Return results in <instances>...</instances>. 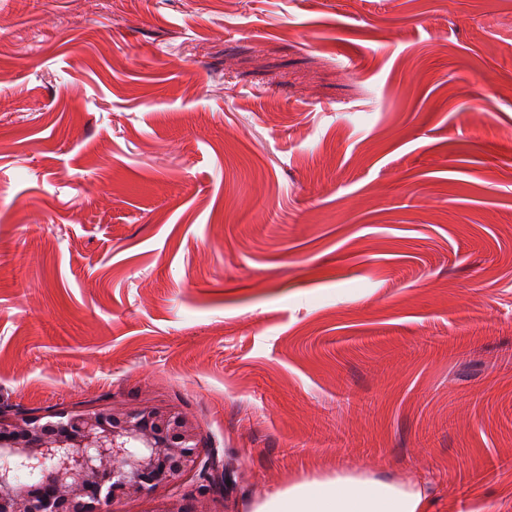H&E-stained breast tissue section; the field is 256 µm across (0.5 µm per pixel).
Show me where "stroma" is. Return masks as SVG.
Instances as JSON below:
<instances>
[{
	"label": "stroma",
	"mask_w": 512,
	"mask_h": 512,
	"mask_svg": "<svg viewBox=\"0 0 512 512\" xmlns=\"http://www.w3.org/2000/svg\"><path fill=\"white\" fill-rule=\"evenodd\" d=\"M511 12L0 0V411L178 407L208 512L340 466L512 512Z\"/></svg>",
	"instance_id": "obj_1"
}]
</instances>
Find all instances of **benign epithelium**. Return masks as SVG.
Returning <instances> with one entry per match:
<instances>
[{
	"label": "benign epithelium",
	"instance_id": "1",
	"mask_svg": "<svg viewBox=\"0 0 512 512\" xmlns=\"http://www.w3.org/2000/svg\"><path fill=\"white\" fill-rule=\"evenodd\" d=\"M200 431L183 411L167 405L91 406L51 420L0 413V457L30 467L52 462L44 482L0 493V512H113L123 500L166 489L185 475L213 485L215 452L200 447Z\"/></svg>",
	"mask_w": 512,
	"mask_h": 512
}]
</instances>
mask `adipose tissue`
Segmentation results:
<instances>
[{
    "label": "adipose tissue",
    "mask_w": 512,
    "mask_h": 512,
    "mask_svg": "<svg viewBox=\"0 0 512 512\" xmlns=\"http://www.w3.org/2000/svg\"><path fill=\"white\" fill-rule=\"evenodd\" d=\"M425 485L387 481L348 468L289 483L259 499L252 512H428Z\"/></svg>",
    "instance_id": "1"
}]
</instances>
